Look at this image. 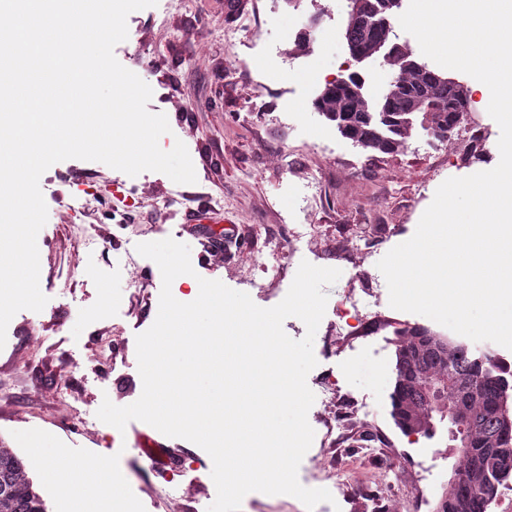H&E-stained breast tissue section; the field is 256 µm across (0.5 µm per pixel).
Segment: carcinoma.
Segmentation results:
<instances>
[{"label": "carcinoma", "instance_id": "carcinoma-1", "mask_svg": "<svg viewBox=\"0 0 512 512\" xmlns=\"http://www.w3.org/2000/svg\"><path fill=\"white\" fill-rule=\"evenodd\" d=\"M367 12L380 17L394 19V0H361ZM385 36L381 28L346 26L344 37L348 45L354 46L369 40H380ZM396 72L397 91L383 95L373 104L362 98L357 104L345 96H338L329 103L330 111L322 113L336 125L340 133L353 130L363 137L358 146L366 151L389 152L391 146L405 147L413 130L420 126L415 113L408 110L410 100L416 95L429 94L436 106H445L456 97L459 84L444 77L434 82L417 74L411 59L403 53L392 56L388 62ZM397 335L407 336V344L396 351L395 384L391 393V414L402 422L427 434L430 425L439 421L451 411L455 389L451 384L452 375L459 366L446 356L433 354L422 358L425 350L434 342V331L429 336H418V327L406 325L397 330ZM476 367L475 386L478 389L490 387L497 398L506 405L512 418V369L503 365L498 357L488 352L473 354ZM428 395L426 402H413L410 392ZM461 422L475 431L482 428L483 401L478 400L466 414L458 415ZM495 454L478 468L470 458L464 459L463 466L455 469L475 490L473 498L462 508L452 506L453 492L448 490L444 505L437 512H487L490 503L497 496L500 487L512 478V443H495ZM25 470L24 459L0 448V512H47L41 495L34 492L31 484L22 479Z\"/></svg>", "mask_w": 512, "mask_h": 512}]
</instances>
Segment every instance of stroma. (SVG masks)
<instances>
[{
    "label": "stroma",
    "instance_id": "1",
    "mask_svg": "<svg viewBox=\"0 0 512 512\" xmlns=\"http://www.w3.org/2000/svg\"><path fill=\"white\" fill-rule=\"evenodd\" d=\"M226 2L195 0L187 9L169 10L158 0L134 12L127 39L114 49L117 60L151 87L149 111L168 119L171 131L160 147L167 151L181 141L188 148L199 184L192 214L212 211L220 224H182L164 205L176 184L163 173L131 177L78 159L50 167L40 179L48 220L37 237L40 288L48 302L41 312H18L0 349V446L22 456L26 478L38 491L47 459L34 449L44 443L79 463L111 465L121 479L116 512H203L216 495L203 449L141 421L120 431L96 416L103 400L126 406L142 392L135 337L156 319L162 277L152 260L142 257L132 266L127 258L137 244L170 237L189 246L195 269L172 284L182 302L197 297L203 277L267 308L285 297L301 261L340 269L325 289L326 311L314 339L317 365L307 384L315 395L308 413L315 436L299 481L315 487L314 460L327 432L359 407L366 421L341 437L340 512H373L364 483L389 462L363 452L381 437L399 448L401 469L427 466L432 496L440 498L459 457L447 453L446 432L408 438L391 415L390 400L396 330L434 322L390 306L377 263L413 236L441 183L497 165L500 128L487 111L490 92L467 74L445 70L469 93L468 121L443 142L416 129L398 152L363 150L314 108L329 80L359 72L365 95L376 102L393 78L382 58H352L343 37L347 0H241L262 16L241 34L230 25ZM162 14L167 21L161 26ZM314 16L320 24L312 30ZM307 30L312 48L296 52L295 36ZM75 168L84 170V181H66ZM105 170L111 182L98 180ZM91 196L99 201L97 243L84 246L76 219ZM216 198L223 201L217 209ZM295 224L313 231L285 282L272 285L273 259L261 257L260 247L287 239ZM203 238L224 247L220 260L202 253ZM353 298L361 311L382 320L366 327L362 338H336L333 326ZM329 385L336 390L331 402L324 393ZM148 437L181 451L171 467L173 482H165L142 451Z\"/></svg>",
    "mask_w": 512,
    "mask_h": 512
}]
</instances>
